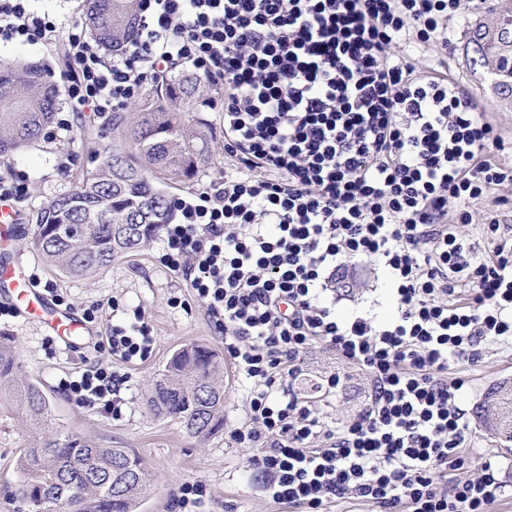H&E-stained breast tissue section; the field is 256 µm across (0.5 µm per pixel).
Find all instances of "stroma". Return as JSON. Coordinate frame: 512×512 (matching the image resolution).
Segmentation results:
<instances>
[{"label":"stroma","mask_w":512,"mask_h":512,"mask_svg":"<svg viewBox=\"0 0 512 512\" xmlns=\"http://www.w3.org/2000/svg\"><path fill=\"white\" fill-rule=\"evenodd\" d=\"M485 0H464L460 16L450 19V49L431 44L414 53L416 64L463 83L485 108L508 149L492 152V159L512 164V101L499 95L484 67L475 63L470 37L477 25L495 24ZM204 132L210 143L208 163L191 179L159 177L168 197H186L224 174V128L220 112L203 113ZM116 133L111 116L87 112L73 129L58 139L43 137L22 150L7 171L25 175L28 198L21 203L23 231L0 240V251L19 258L38 288L59 296L64 308L82 320L86 332L82 347L74 352L61 337L16 315L0 316V332L13 336L18 346L23 379L36 384L49 402V417L63 434L93 441L104 448H128L142 455L153 475V490L140 512H289L260 492L259 481L246 465L250 449L234 444L230 430L246 419L247 383L232 360L224 362V430L215 436L189 437L177 421L153 415L145 396L153 376L182 347L197 344L223 352L224 337L216 329L206 304L188 280L170 271L163 238H155L140 251L117 259L107 268L74 279L50 269L34 245L37 211L56 196L74 190L86 171L94 169L98 155ZM396 308L389 277L383 267L358 266L352 287L339 289L336 314L346 319L365 314L376 322L391 319ZM142 314L153 336L152 352L145 360L123 363L113 359L109 338L112 328L132 322ZM96 364L116 372L123 383L114 395L120 414L103 412L99 405L79 402L66 389L86 365ZM455 373L467 386L457 403L471 425L473 453L469 473H479L485 462L495 464L505 482L504 496L493 512H512V439L496 430V395L512 390V350L490 344L476 365L461 362ZM38 443L29 422L17 412L10 398L0 393V512H15V461L20 451ZM196 486L195 503L179 507L182 485Z\"/></svg>","instance_id":"35a3bbf8"}]
</instances>
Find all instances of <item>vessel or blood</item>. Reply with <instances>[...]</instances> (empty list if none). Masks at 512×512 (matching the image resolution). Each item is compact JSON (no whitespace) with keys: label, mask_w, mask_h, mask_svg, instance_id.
Segmentation results:
<instances>
[{"label":"vessel or blood","mask_w":512,"mask_h":512,"mask_svg":"<svg viewBox=\"0 0 512 512\" xmlns=\"http://www.w3.org/2000/svg\"><path fill=\"white\" fill-rule=\"evenodd\" d=\"M0 302L10 305L25 319L38 320L46 330L64 337L83 333V323L34 288L21 264L7 255H0Z\"/></svg>","instance_id":"obj_1"}]
</instances>
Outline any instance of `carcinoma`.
Listing matches in <instances>:
<instances>
[{"mask_svg":"<svg viewBox=\"0 0 512 512\" xmlns=\"http://www.w3.org/2000/svg\"><path fill=\"white\" fill-rule=\"evenodd\" d=\"M140 0H84L91 36L110 55L136 39ZM498 14L493 30H477L473 44L484 61V44L499 58L495 87L512 96V0H491ZM214 86L196 73L169 70L152 82L136 120L112 116L120 139L101 154L80 185L55 197L36 215L35 243L44 263L72 278L87 277L136 252L170 222L168 197L155 185L159 175L188 179L207 162L209 144L200 112L213 109ZM62 97L44 65L21 58L0 61V164L38 142L53 122ZM13 337L0 333V392L34 429L47 425L48 401L33 383L19 378ZM218 355L187 345L152 380L146 404L154 414L178 421L193 437L224 429V386ZM496 427L512 437V395L502 396ZM14 497L24 512H138L152 486L146 460L127 448H102L60 432L20 452Z\"/></svg>","mask_w":512,"mask_h":512,"instance_id":"obj_1","label":"carcinoma"}]
</instances>
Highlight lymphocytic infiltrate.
<instances>
[{
	"label": "lymphocytic infiltrate",
	"instance_id": "1",
	"mask_svg": "<svg viewBox=\"0 0 512 512\" xmlns=\"http://www.w3.org/2000/svg\"><path fill=\"white\" fill-rule=\"evenodd\" d=\"M461 5L141 0L137 40L108 62L79 23L0 0V44L63 42L67 111H118L173 63L223 88L233 169L174 199L168 265L249 384L231 441L251 448L264 497L298 512H491L504 492L492 466L462 473L465 380L449 368L512 348V237L471 208L512 187V167L490 160L505 142L461 84L395 53L434 41ZM459 223L478 224L489 256L465 258ZM359 263L387 269L389 322L337 317L336 284ZM152 342L140 317L112 330L127 362ZM315 345L366 375L362 407L333 426L294 389ZM119 381L94 364L69 387L111 413Z\"/></svg>",
	"mask_w": 512,
	"mask_h": 512
}]
</instances>
